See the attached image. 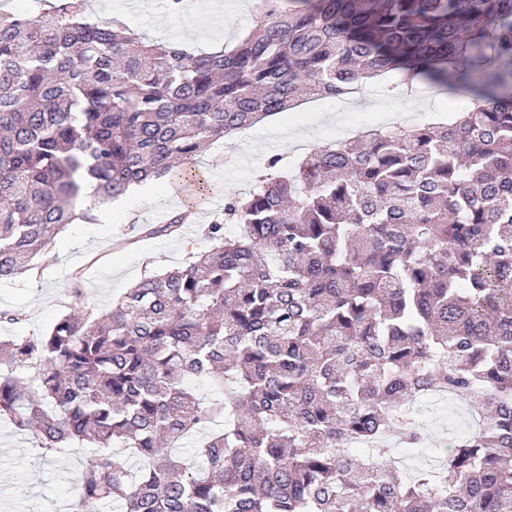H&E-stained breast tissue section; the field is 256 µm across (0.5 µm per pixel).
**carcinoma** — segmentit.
Segmentation results:
<instances>
[{"label": "carcinoma", "mask_w": 512, "mask_h": 512, "mask_svg": "<svg viewBox=\"0 0 512 512\" xmlns=\"http://www.w3.org/2000/svg\"><path fill=\"white\" fill-rule=\"evenodd\" d=\"M394 71L468 105L270 156L209 248L0 340V417L97 449L75 512H512V0H256L199 54L84 0L0 11V280L133 184L208 191L215 140ZM443 395L481 424L403 466L389 441L425 447L416 406Z\"/></svg>", "instance_id": "cac0c4a2"}]
</instances>
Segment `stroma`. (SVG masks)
<instances>
[{
	"label": "stroma",
	"mask_w": 512,
	"mask_h": 512,
	"mask_svg": "<svg viewBox=\"0 0 512 512\" xmlns=\"http://www.w3.org/2000/svg\"><path fill=\"white\" fill-rule=\"evenodd\" d=\"M86 10L99 20H121L150 40L199 51L233 47L255 19L252 0H189L179 15L170 12L168 0H140L135 7L130 0H87ZM458 103L452 96L431 106L391 99L376 80L346 109L333 99H308L295 111L264 117L240 131L236 142L221 140L208 149L209 178L221 193L196 198L169 180L150 184L144 195L109 206L108 223L67 225L50 250L34 258L33 270L0 281V310L22 315L20 322L0 323V338L41 335L79 301L110 308L144 273L165 272L179 265L190 247L205 248L203 229L223 210L225 196L249 192L269 156L306 155L353 122L381 125L426 112L431 122L447 123ZM188 207L193 219L179 231L144 234V226L163 224ZM448 403L449 413L425 406L418 415L428 447L452 443L467 427L460 399ZM95 457L88 444L42 453L30 432L1 418L0 512H71L79 479Z\"/></svg>",
	"instance_id": "stroma-1"
}]
</instances>
